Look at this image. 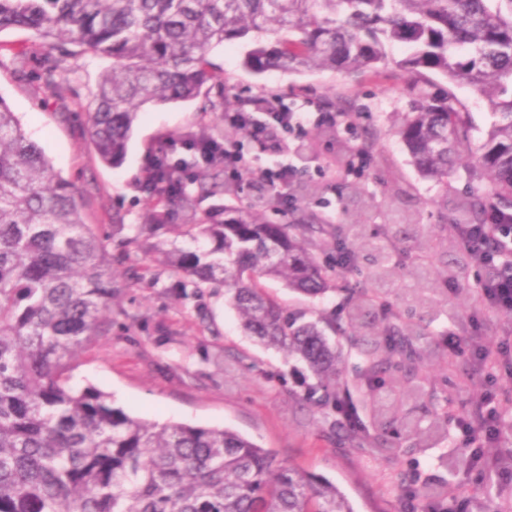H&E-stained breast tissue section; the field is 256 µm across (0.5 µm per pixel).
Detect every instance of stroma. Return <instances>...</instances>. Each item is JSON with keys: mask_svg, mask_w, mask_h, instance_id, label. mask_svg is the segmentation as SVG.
I'll return each mask as SVG.
<instances>
[{"mask_svg": "<svg viewBox=\"0 0 512 512\" xmlns=\"http://www.w3.org/2000/svg\"><path fill=\"white\" fill-rule=\"evenodd\" d=\"M241 41L211 51L212 69L224 77V91H211L212 107L202 100L152 107L141 113L122 164H103L85 133V109L96 92L103 59L89 53L66 55L47 48L27 29L0 32V97L19 117L32 139L75 188L86 223L111 233L113 225L141 223L151 198L143 183L151 154L174 135L196 130L224 132V98H275L310 112L312 119L289 132L286 155L295 182H312L314 197H296L293 207L316 212L329 224H361L384 242L396 276L385 283L368 281L369 261L336 267L333 241L316 255L333 271V290L313 298L286 288L276 279L261 286L283 307L314 319L334 315L344 322L350 285L378 296L376 319L398 325H428L429 339L414 342L412 357L392 353L382 381L368 380L360 351L369 337L337 334L343 373L336 384L339 410L322 408L311 392L312 377L282 351L256 342L243 329L220 285H204L182 296L167 269L136 247H113L112 333L81 354L70 372L74 385L93 386L115 404L138 416L164 423L228 428L300 470L335 483L354 512H412L423 488L447 484L461 490L445 500V512H512V480L480 469L456 426L435 444H423L439 405L450 418L470 413L490 392L504 413L491 457L512 450V378L505 366L481 365L478 355L512 337V312L480 301L490 270L471 262L464 245L442 246L447 222L455 218L457 199L476 190L480 180L473 161H465L439 185L423 177L396 134L410 97L395 67L408 49H389L390 66L380 75L350 81L324 70L304 74L247 71ZM55 79H48V69ZM352 100L351 117L326 126L323 114ZM252 179L240 181L236 194L201 199L199 212L223 217L228 206L264 204L270 188L255 177L278 158L261 142L240 138ZM356 186L350 194L348 186ZM293 207L277 204L270 217L291 221ZM453 269L440 288L446 304L436 313L416 307L417 268ZM465 345L456 353L449 336ZM397 402L395 421L378 433L367 410L370 401Z\"/></svg>", "mask_w": 512, "mask_h": 512, "instance_id": "stroma-1", "label": "stroma"}]
</instances>
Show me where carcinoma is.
Masks as SVG:
<instances>
[{
  "label": "carcinoma",
  "mask_w": 512,
  "mask_h": 512,
  "mask_svg": "<svg viewBox=\"0 0 512 512\" xmlns=\"http://www.w3.org/2000/svg\"><path fill=\"white\" fill-rule=\"evenodd\" d=\"M34 30L51 50L76 46L111 61L88 112L98 157L120 164L135 123L148 106L185 102L203 88L224 87L207 55L249 40L243 66L262 75L333 70L377 75L393 43L408 46L396 62L410 83L411 112L398 128L415 167L445 184L461 151L471 149L466 107L451 90L431 94L432 77L465 84L497 121L475 151L486 187L456 205L459 224L512 225V0H0V32ZM206 162L197 190L167 177L154 195L197 213L204 196L237 185ZM169 212L150 206L124 246H143L169 227ZM357 249H375L350 225ZM192 249L156 251L173 274L224 286L243 328L262 344L304 362L333 406L341 351L326 329L372 337L370 370L391 366L395 337L418 326L366 320L368 294L350 298L346 324L290 313L258 285L278 279L319 296L330 278L313 241L335 240L336 265L354 264L343 230L310 215L275 224L264 207L205 213L186 225ZM396 274L386 258L371 278ZM106 239L85 223L72 184L33 142L0 97V512H354L329 481L285 465L270 449L225 429L138 417L92 386L70 383L72 360L112 331L115 288ZM440 306L435 279L416 296Z\"/></svg>",
  "instance_id": "carcinoma-1"
}]
</instances>
